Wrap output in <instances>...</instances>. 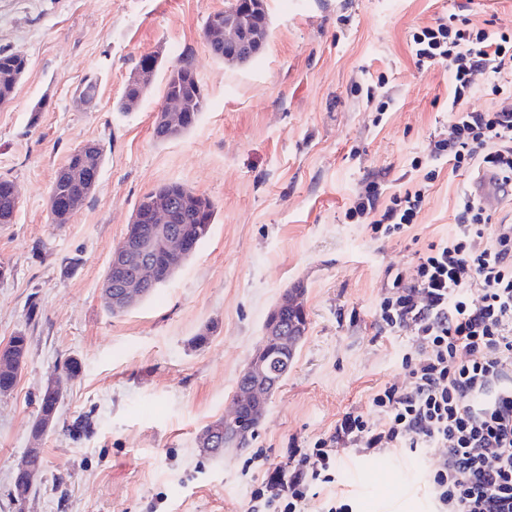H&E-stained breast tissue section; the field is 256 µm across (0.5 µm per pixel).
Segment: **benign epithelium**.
Segmentation results:
<instances>
[{
	"mask_svg": "<svg viewBox=\"0 0 512 512\" xmlns=\"http://www.w3.org/2000/svg\"><path fill=\"white\" fill-rule=\"evenodd\" d=\"M269 32L264 0H231L224 9V61L244 64L253 59L265 45ZM191 104L180 101L166 112L154 113L157 123L177 128L187 121ZM205 208L194 206L187 196L162 193L135 216L119 246L112 249V277L101 283V293L115 313L124 312L143 298L142 287L156 283V268L163 254L184 256L195 252L199 239L175 227L184 214L193 212L202 217ZM305 317L299 293L280 299L268 314L260 347L243 371L234 395L227 421L249 418L259 425L264 417L270 395L279 387L282 372L270 369V357L279 355L286 361L292 358L303 327L288 312ZM250 430L224 428V434L205 431L198 439L203 453L224 441L248 444Z\"/></svg>",
	"mask_w": 512,
	"mask_h": 512,
	"instance_id": "benign-epithelium-1",
	"label": "benign epithelium"
}]
</instances>
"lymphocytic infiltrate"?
Instances as JSON below:
<instances>
[{"label": "lymphocytic infiltrate", "instance_id": "lymphocytic-infiltrate-1", "mask_svg": "<svg viewBox=\"0 0 512 512\" xmlns=\"http://www.w3.org/2000/svg\"><path fill=\"white\" fill-rule=\"evenodd\" d=\"M418 63H444L454 77L448 137L436 142L454 168L479 165L512 181V34L469 26L458 14L415 32ZM495 79L503 99L493 111L465 106L475 78ZM379 189L368 183L349 209L371 216L373 230L405 231L421 208V192L393 200L376 214ZM454 233L419 251L410 274L396 273L378 308L380 328L413 332L402 366L408 387L380 386L371 402L376 422L348 411L313 447L294 449L251 490L252 512H308L315 486L331 487L320 512H353L337 489L336 447L362 455L443 454L434 465L433 512H512V220H493L477 200L459 198Z\"/></svg>", "mask_w": 512, "mask_h": 512}]
</instances>
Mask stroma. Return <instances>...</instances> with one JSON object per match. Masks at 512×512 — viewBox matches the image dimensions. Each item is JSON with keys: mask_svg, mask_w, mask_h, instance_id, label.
<instances>
[{"mask_svg": "<svg viewBox=\"0 0 512 512\" xmlns=\"http://www.w3.org/2000/svg\"><path fill=\"white\" fill-rule=\"evenodd\" d=\"M228 0H0V48L30 65L0 108V174L21 193L0 224V345L21 334L26 364L0 395V512L15 465L39 446L43 470L25 512H248L249 492L292 448H309L344 412L376 421L384 384L408 386L409 332H382L388 275L410 272L428 241L455 230L456 201L477 173L429 154L448 136L453 77L418 65L412 35L455 12L512 30V0H265L269 34L245 64L212 57L207 16ZM158 55L152 85L117 111L142 56ZM189 59L205 108L181 137L158 141L153 114L168 68ZM99 76L96 101L74 91ZM104 147L96 188L70 223L48 197L77 146ZM379 208L422 190L403 233L375 234L347 210L369 182ZM180 183L215 206L210 237L177 273L122 314L100 285L112 249L147 193ZM304 290L306 332L250 445L207 458L197 437L231 407L286 289ZM60 425L33 440L39 396L65 359ZM88 414L80 437L64 424ZM440 454L414 460L337 447L356 512H429Z\"/></svg>", "mask_w": 512, "mask_h": 512, "instance_id": "35a3bbf8", "label": "stroma"}]
</instances>
